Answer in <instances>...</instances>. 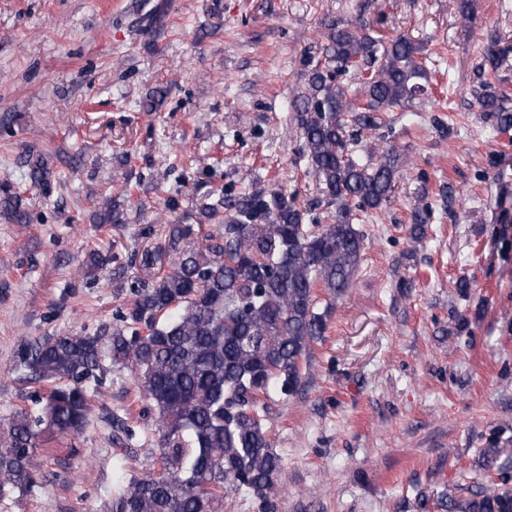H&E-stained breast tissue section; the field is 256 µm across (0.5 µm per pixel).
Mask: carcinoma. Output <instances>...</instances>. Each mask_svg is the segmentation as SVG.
Listing matches in <instances>:
<instances>
[{
  "label": "carcinoma",
  "instance_id": "obj_1",
  "mask_svg": "<svg viewBox=\"0 0 512 512\" xmlns=\"http://www.w3.org/2000/svg\"><path fill=\"white\" fill-rule=\"evenodd\" d=\"M320 58L303 61L304 83L288 110L303 139L305 174L314 178L332 223L307 222L293 196L253 189L224 204V224L202 247H178L171 270L135 291L127 313L94 336H45L25 348L17 366L37 384L34 409H17L0 428V494L30 482L35 452L52 437L80 433L109 367L128 369L158 432L159 468L109 495L104 512H224L230 492L252 494L261 512H276L281 459L267 426L276 395L302 381L303 361L327 328L331 301L350 287L362 260L357 212L383 210L401 166L395 145L349 152L355 129L380 126L400 110L414 121L415 100L431 82L424 48L376 36L369 24L330 18ZM509 50L484 48L475 96L490 133L512 131V95L504 89ZM367 71L349 96L339 77ZM35 187L46 184L40 155L24 153ZM0 215L29 223L23 201L4 190ZM432 212L412 211L411 235H426ZM328 304L319 307L321 296ZM486 482L448 512H512V439L480 449Z\"/></svg>",
  "mask_w": 512,
  "mask_h": 512
}]
</instances>
